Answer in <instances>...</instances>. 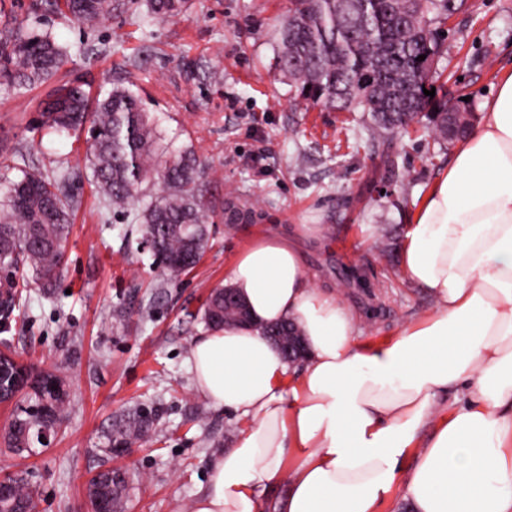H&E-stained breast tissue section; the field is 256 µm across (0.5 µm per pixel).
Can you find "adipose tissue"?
<instances>
[{"label": "adipose tissue", "mask_w": 512, "mask_h": 512, "mask_svg": "<svg viewBox=\"0 0 512 512\" xmlns=\"http://www.w3.org/2000/svg\"><path fill=\"white\" fill-rule=\"evenodd\" d=\"M297 236L267 231L237 254L228 283L252 326L192 342L196 389L244 424L192 512H263L280 481L276 512H379L398 484L412 512H512V74L407 226L399 267L434 299L424 318L360 341L353 309L307 275ZM285 320L308 349L295 375L261 331ZM453 388L468 403L439 414Z\"/></svg>", "instance_id": "1"}]
</instances>
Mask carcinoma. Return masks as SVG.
Instances as JSON below:
<instances>
[{
    "instance_id": "obj_1",
    "label": "carcinoma",
    "mask_w": 512,
    "mask_h": 512,
    "mask_svg": "<svg viewBox=\"0 0 512 512\" xmlns=\"http://www.w3.org/2000/svg\"><path fill=\"white\" fill-rule=\"evenodd\" d=\"M464 0H294V8L278 30L276 68L295 88L299 99L324 108L370 117L369 130L385 140L409 127L427 111L437 139L453 141L469 126L448 128L447 113L465 112L461 100L448 103V75L437 68L443 52L439 30ZM187 0H39L36 8L60 13L93 30L118 10L135 8L144 18L176 17ZM425 59L420 61L418 56ZM67 48L49 31L31 30L24 22L0 29V90L19 93L48 86L39 104L41 127L56 132L90 125L87 156L95 188L106 210L135 206L134 219L148 236L163 279L172 281L194 267L207 246L208 206L196 189L204 173L195 152L170 153L162 148L149 123L142 98L117 85L102 98L90 100L84 83L57 80L66 63ZM435 89V96L423 89ZM22 177L0 196V266L14 273L27 269L48 286L62 264V242L75 199L63 190L67 174L47 171L21 158ZM157 180L159 192L148 194L143 184ZM210 327H224V288L213 289L198 310ZM23 401L42 405L38 420L18 414L9 426L5 445L17 455L35 453L38 430L61 420L65 399L39 388ZM153 423L142 411L128 414L116 426L112 446L144 437ZM12 501L22 512H37L24 479L12 480ZM124 479L102 471L89 482V501L107 499L122 512Z\"/></svg>"
}]
</instances>
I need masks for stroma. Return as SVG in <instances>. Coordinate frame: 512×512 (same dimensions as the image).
I'll return each mask as SVG.
<instances>
[{"label": "stroma", "mask_w": 512, "mask_h": 512, "mask_svg": "<svg viewBox=\"0 0 512 512\" xmlns=\"http://www.w3.org/2000/svg\"><path fill=\"white\" fill-rule=\"evenodd\" d=\"M35 2L0 0V26L51 30L69 48L62 76L82 77L91 94L135 83L163 144L192 148L202 162L210 239L190 272L161 282L152 254L137 249L139 225L108 215L95 193L90 129H39L43 88L0 91V193L19 179L22 152L66 170L78 201L60 279L23 288L7 335L22 363L66 382V412L49 447L0 452V478L24 477L38 512H89L90 478L112 470L126 480L123 512H191L211 462L242 427L194 387L187 359L206 326L191 313L253 236L319 224L321 236L301 241L305 269L357 312L362 340L388 339L433 306L403 278L399 250L454 146L435 139L425 116L377 143L366 113L296 100L274 69L291 0H189L180 17L146 23L125 11L93 31L34 12ZM441 39L449 91L481 112L512 72V0H465ZM90 45L100 52L89 58ZM136 409L156 410L149 433L113 448L116 425Z\"/></svg>", "instance_id": "1"}]
</instances>
